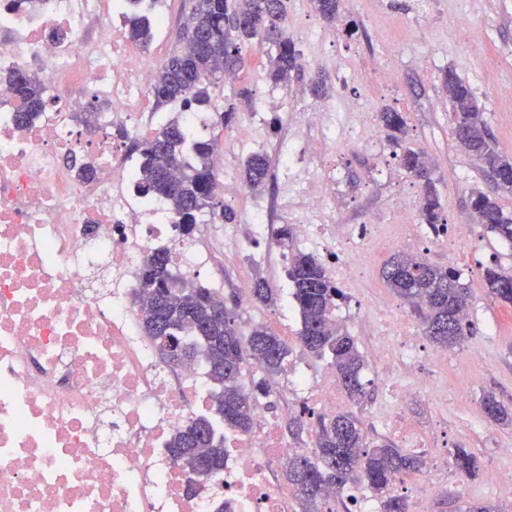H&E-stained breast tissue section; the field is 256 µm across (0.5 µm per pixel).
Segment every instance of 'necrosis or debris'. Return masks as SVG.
Returning <instances> with one entry per match:
<instances>
[{
	"label": "necrosis or debris",
	"instance_id": "4bbe7bcc",
	"mask_svg": "<svg viewBox=\"0 0 512 512\" xmlns=\"http://www.w3.org/2000/svg\"><path fill=\"white\" fill-rule=\"evenodd\" d=\"M133 10L157 30L171 25L155 0H0V31L14 34L0 46V512H296L271 467L292 449L266 400L257 401L249 430L225 433L224 469L210 480L190 484L168 453L171 436L208 412L210 385L202 359L169 368L143 336L138 270L155 247L167 248L182 272L213 256L193 249L161 201L137 195L126 141L110 135L120 126L140 139L156 121L148 100L160 49L124 40ZM33 64L45 105L22 123L8 78ZM80 87L105 104L90 125L80 121L89 109L73 94ZM263 106L247 113L214 162L232 176L231 156L278 132L272 176L282 193L254 202L245 230L225 228V261L247 251L286 267V253L267 251L280 214L296 246L320 253L333 282L354 296L390 244L452 253L469 238L466 226L411 223L414 202L405 196L393 201L399 223L373 215L337 223L344 208L327 160L341 143L380 149L369 115L332 101L308 119L282 121L271 115L275 99ZM84 150L97 161L89 178L68 163ZM348 316L365 330L386 391L372 421L403 447H421L405 405L419 398L438 406L448 389L419 375L417 364L466 378L471 359L425 350L405 321L380 323L371 305ZM283 384L292 415H332L345 400L335 371L298 352Z\"/></svg>",
	"mask_w": 512,
	"mask_h": 512
}]
</instances>
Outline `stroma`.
<instances>
[{"mask_svg":"<svg viewBox=\"0 0 512 512\" xmlns=\"http://www.w3.org/2000/svg\"><path fill=\"white\" fill-rule=\"evenodd\" d=\"M342 16L355 20L365 38L347 39L339 26L319 18L311 0L289 5L288 25L297 37L303 70L288 89V101L317 111L324 99L312 92L310 78L319 72L326 76L329 90L345 97L357 111L374 116L389 107L403 112L408 142L423 149L433 169L447 224H473L470 197L476 190L495 195L504 211L512 213V193L497 190L457 142L440 82L442 70L448 67L471 85L497 147L512 155V96L501 92L502 87L512 85V0H343ZM475 36L482 41L478 55L469 47ZM244 55L247 64L234 84L217 86L211 95L221 101L232 98L234 88H248L250 107L255 110L273 84L254 49H245ZM381 68L394 70L392 84L373 82L372 72ZM335 164L344 178L361 185L348 202L351 213L345 221L349 224L360 223L369 212L380 223H394V216L386 210L388 201L406 191H420L418 181L400 166L388 145L374 153L340 150ZM426 259L457 269L470 290L472 334L449 349V359L467 351L475 352L477 358L467 380L449 378L447 407L434 414L427 403L416 400L408 411L422 421V432L431 436L437 456L448 457L453 448H468L479 456L477 477L448 483L447 491L454 499L493 504L499 512H512V505L488 486L494 472L512 468V457L499 451L501 445L512 444V427L489 420L481 435L469 427L470 416L481 414L486 395H494L512 409V305L489 296L483 280V271L491 264L512 267V244L475 226L471 245L451 257L436 250L427 253ZM258 274L274 280L273 264L239 269L217 265L203 270L199 279L210 285L223 284L225 293L231 294L249 290Z\"/></svg>","mask_w":512,"mask_h":512,"instance_id":"stroma-1","label":"stroma"}]
</instances>
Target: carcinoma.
Returning <instances> with one entry per match:
<instances>
[{"label": "carcinoma", "instance_id": "cac0c4a2", "mask_svg": "<svg viewBox=\"0 0 512 512\" xmlns=\"http://www.w3.org/2000/svg\"><path fill=\"white\" fill-rule=\"evenodd\" d=\"M317 15L336 22L341 0H312ZM195 32L184 31L172 55L162 64L152 85L156 107L181 103L186 106L210 105V124L226 128L240 117L238 106L210 104V87L235 74L245 65L242 50L256 45L265 57L267 74L273 84L288 88L292 74L301 70L300 51L288 31L286 0H195L191 11ZM130 41L147 45L153 31L147 18H127ZM15 92L23 102L19 120L24 122L44 105L40 80L28 71L13 73ZM441 85L454 115L455 133L460 146L472 155L484 171H494L500 179L496 187L512 192V156L500 153L483 119V112L470 85L454 70L441 73ZM378 123L388 132L390 144L400 150L401 166L421 185L419 213L423 223L444 225L441 199L423 151L406 144L407 121L403 113L384 108ZM186 134L174 112L149 138L134 145L139 153L138 193L162 200L182 235L191 238L200 217L216 216L224 224L236 222L229 207L215 213L213 143L197 139L190 159H185ZM242 181L252 190H262L269 179L266 155H251L241 170ZM471 207L479 224L502 241L512 244V215L487 194L471 195ZM384 280L418 317L424 334L442 348L460 343L470 334L463 311L468 304V288L460 282L455 268L435 266L423 259L399 255L383 270ZM146 299L140 308V322L147 338L172 357H202L212 382L214 413L230 429L251 427L257 396L266 393L269 380L285 372L290 350L275 333L260 323L248 331L240 326L239 299L235 294L218 300L211 288L192 277L175 274L168 251H151L138 271ZM484 281L488 294L512 305V268L498 264L487 267ZM288 282L300 318L298 340L308 353L331 356L337 378L348 398L359 403L367 396L363 382L364 358L347 330L331 320L336 302L343 299L315 254L297 249L291 252ZM251 295L266 306L276 303V289L257 276ZM258 363L265 377L248 391L241 382L245 361ZM485 415L503 425H512L508 413L494 395L485 397ZM184 469L200 477L224 470V435L207 418L177 432L170 444ZM455 473L473 477L479 458L471 450L456 448L451 453ZM425 461L391 441L368 440L359 420L351 413L319 421L315 448L310 454L296 452L282 462L288 485L298 495L301 512H334L327 491L336 488V497L349 485L365 484L380 504V512H409L406 496L394 490L396 483L422 472Z\"/></svg>", "mask_w": 512, "mask_h": 512}]
</instances>
